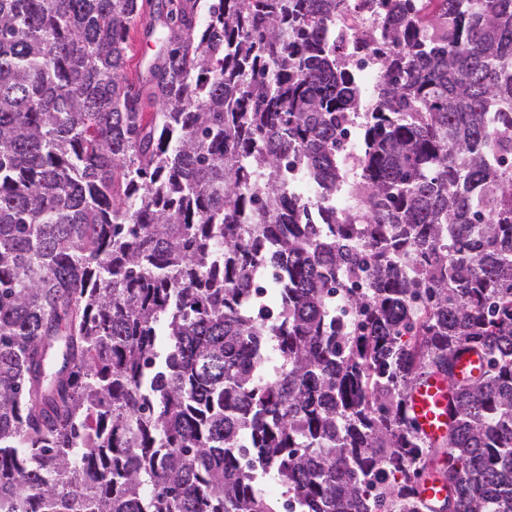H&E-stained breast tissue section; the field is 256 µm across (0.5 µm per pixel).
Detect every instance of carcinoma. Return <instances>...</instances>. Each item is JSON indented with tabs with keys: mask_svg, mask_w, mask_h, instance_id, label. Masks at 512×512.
Returning a JSON list of instances; mask_svg holds the SVG:
<instances>
[{
	"mask_svg": "<svg viewBox=\"0 0 512 512\" xmlns=\"http://www.w3.org/2000/svg\"><path fill=\"white\" fill-rule=\"evenodd\" d=\"M363 2L0 0V512H512V0ZM375 2H366V7L361 9L359 22L349 23L344 22L346 27L337 26L336 23L333 22L331 28L333 33L338 34V37L342 38L347 44L353 43L358 34V29L361 26H372L378 24V13ZM130 44L132 58L129 62L128 77L133 83L134 90L141 89L142 103L144 104V112H153L155 110L154 103L151 101L150 91L146 86H143L141 81L138 79L139 67L138 62L141 55L150 57L154 52V44L146 36L144 32V26L142 22H138L134 25L130 32ZM356 73L359 84L368 92L376 86L379 80V61L374 58H364L362 62L356 65ZM451 390L448 379L441 373L422 377L409 397V411L419 432L432 442L448 435L451 423ZM447 494L446 484L436 477L426 478L419 488L420 498L424 500L433 512L440 510Z\"/></svg>",
	"mask_w": 512,
	"mask_h": 512,
	"instance_id": "cac0c4a2",
	"label": "carcinoma"
}]
</instances>
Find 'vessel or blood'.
<instances>
[{
	"mask_svg": "<svg viewBox=\"0 0 512 512\" xmlns=\"http://www.w3.org/2000/svg\"><path fill=\"white\" fill-rule=\"evenodd\" d=\"M451 391L446 376L430 373L420 379L409 397V411L419 432L433 442L443 440L451 423ZM448 491L445 483L438 478H426L419 495L431 512H439Z\"/></svg>",
	"mask_w": 512,
	"mask_h": 512,
	"instance_id": "obj_1",
	"label": "vessel or blood"
}]
</instances>
